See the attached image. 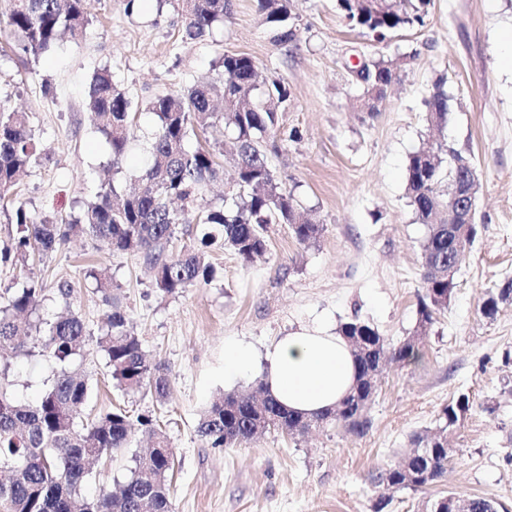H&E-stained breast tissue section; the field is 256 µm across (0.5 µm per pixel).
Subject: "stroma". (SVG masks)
I'll return each instance as SVG.
<instances>
[{"label": "stroma", "mask_w": 512, "mask_h": 512, "mask_svg": "<svg viewBox=\"0 0 512 512\" xmlns=\"http://www.w3.org/2000/svg\"><path fill=\"white\" fill-rule=\"evenodd\" d=\"M6 8L0 0V107L27 113L39 139L16 189L17 202L38 220L78 213L111 179L129 190L145 165L141 149L113 175L110 147L87 107L96 72L109 71L131 98L141 144L156 127L148 101L220 80L224 53L252 57L260 79H279L288 89L268 164L322 225L316 241L299 243L288 225L273 224L266 253L249 263L213 244L207 258L215 278L167 297L155 292L141 253H113L85 236L27 267L0 263V293L39 279L43 320L69 310L83 321L86 345L75 367L90 388L85 413L122 408L156 420L175 461L174 512H427L430 500L450 491L512 512V301L500 303L494 318L480 312L488 293L512 280V70L501 62L500 42L512 30V0H432L424 25L382 42L349 24L336 0H292L293 37L285 44L274 42L257 0H228L223 24L194 41L184 39L169 2L141 0L130 15L125 0H87L83 35L26 62ZM382 57L399 60L401 70L370 118L358 109L363 88L350 70ZM440 80L453 111L438 132L424 112ZM439 139L475 159L478 234L417 357L385 365L367 409L368 431L331 423L303 435L272 429L234 447L207 446L196 432L201 410L262 381L258 366L225 379V342L260 354L318 318L336 328L365 321L391 346L412 335L426 228L408 203L406 167L413 152ZM93 265L111 274L129 329L148 360L164 367L166 401L111 379L96 345L107 307L85 277ZM61 281L72 287L65 302L57 297ZM53 369L41 348L0 351V382L22 402L40 399ZM462 394L470 409L450 436L454 455L444 478L419 490L387 487L382 474ZM147 446L138 435L121 454L102 458L85 494L118 489Z\"/></svg>", "instance_id": "obj_1"}]
</instances>
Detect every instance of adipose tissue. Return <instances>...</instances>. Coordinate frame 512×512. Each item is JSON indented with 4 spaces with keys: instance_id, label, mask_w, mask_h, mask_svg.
Here are the masks:
<instances>
[{
    "instance_id": "ef3b65f1",
    "label": "adipose tissue",
    "mask_w": 512,
    "mask_h": 512,
    "mask_svg": "<svg viewBox=\"0 0 512 512\" xmlns=\"http://www.w3.org/2000/svg\"><path fill=\"white\" fill-rule=\"evenodd\" d=\"M263 383L286 408L312 417L335 406L356 381L351 350L335 328L319 321L269 345Z\"/></svg>"
}]
</instances>
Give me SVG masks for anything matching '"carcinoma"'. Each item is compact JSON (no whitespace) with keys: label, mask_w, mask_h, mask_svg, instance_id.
Here are the masks:
<instances>
[{"label":"carcinoma","mask_w":512,"mask_h":512,"mask_svg":"<svg viewBox=\"0 0 512 512\" xmlns=\"http://www.w3.org/2000/svg\"><path fill=\"white\" fill-rule=\"evenodd\" d=\"M83 2L9 0L7 25L18 36L19 49L36 57L51 49L65 33L73 38L83 34L88 24ZM176 2L189 40L209 34L226 14L224 0ZM430 3L337 0L350 23L379 41L398 30L423 25ZM258 9L266 23L280 29L277 40L289 38L288 0H258ZM222 67L223 79L218 85L195 86L150 102L156 131L137 189L124 194L107 183L79 217L60 224L47 219L37 222L23 205L14 206L15 235L11 246L0 250V262L25 265L35 258L41 260L71 235L86 234L113 252L143 253L154 271L153 288L172 295L213 278L214 268L206 261L203 248L218 240L247 262L267 250L271 224L289 225L300 243L317 239L322 228L310 223L294 205L267 164L265 142L279 125L288 89L279 80L260 86L257 65L246 54H224ZM400 67L399 62L383 58L364 64L359 111L370 117L378 112L388 87L398 80ZM448 105V92L440 81L425 100L429 128L439 131L448 124ZM88 106L99 119L100 131L111 149L112 171L118 174L135 146L130 101L104 72L92 79ZM218 127L234 140L237 179L225 191L224 204L198 212L196 206L206 187L223 179L224 172L213 147L200 144L191 150L187 141L197 128ZM38 147L27 114L0 108V202ZM465 158L467 155L456 149L448 153L446 142L438 143L434 151L418 150L409 157L407 197L416 219L426 226L422 245L424 294L418 299L417 336L447 307L448 258L461 264L467 258L448 237V196L436 190L438 184L460 175L456 162ZM181 224L202 226L201 248L175 255L169 246ZM86 277L108 306L106 329L97 345L105 353L112 379L127 391L148 390L157 402H163L169 390L168 377L161 366L147 362L141 342L128 331L111 278L95 267L86 271ZM42 292V285L30 278L19 288L6 289V297L0 301V349L31 354L28 339L34 330L40 333L42 349L57 366L35 405L17 402L0 386V473H8L0 479V507L4 512H174L169 482L173 459L156 421L143 415L133 420L120 408L90 422L81 418L88 384L72 365L86 340L82 320L71 313L43 326L28 319L19 321L20 315L30 316L40 307ZM511 296L512 280L483 301L482 314L494 317L498 303ZM340 332L347 339L366 337L367 350L351 347L357 369L355 385L335 408L314 420L339 421L362 433L369 427L365 410L378 390L380 361L387 354L398 361L415 357L417 341L409 338L390 347L377 330L358 320L344 323ZM468 410L465 395L444 407L438 428L416 437L404 460L390 468L383 480L394 487L416 490L441 478L454 449L447 441L434 447L431 443L448 435ZM301 419L302 415L267 394L258 401L248 393L231 392L204 410L197 432L210 447L229 448L271 428L301 435L309 430ZM136 431L153 437L155 447L136 458L135 468L119 492L96 499L85 497L81 488L90 475V462L122 451Z\"/></svg>","instance_id":"cac0c4a2"}]
</instances>
